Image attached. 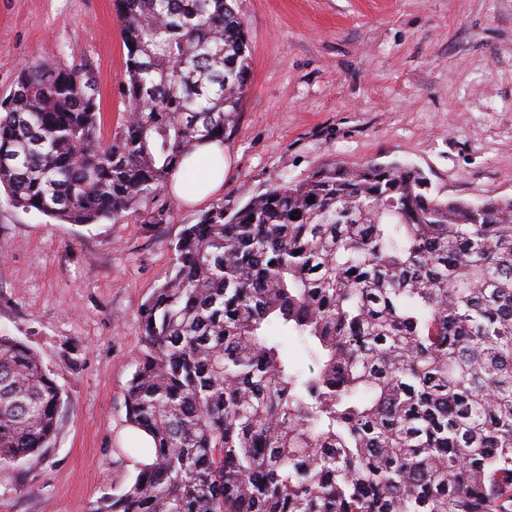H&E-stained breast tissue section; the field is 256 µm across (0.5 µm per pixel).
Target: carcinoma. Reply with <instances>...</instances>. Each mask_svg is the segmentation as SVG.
Listing matches in <instances>:
<instances>
[{"instance_id": "obj_1", "label": "carcinoma", "mask_w": 512, "mask_h": 512, "mask_svg": "<svg viewBox=\"0 0 512 512\" xmlns=\"http://www.w3.org/2000/svg\"><path fill=\"white\" fill-rule=\"evenodd\" d=\"M233 2L114 0L125 113L107 138L93 71L23 69L0 99L8 203L97 224L151 200L142 223L167 222L182 160L237 127ZM424 190L413 167L336 165L183 225L125 391L150 460L92 512H512V197ZM62 400L0 335V464L49 447Z\"/></svg>"}]
</instances>
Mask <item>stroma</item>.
I'll return each instance as SVG.
<instances>
[{"mask_svg": "<svg viewBox=\"0 0 512 512\" xmlns=\"http://www.w3.org/2000/svg\"><path fill=\"white\" fill-rule=\"evenodd\" d=\"M252 71L226 209L336 164L413 166L432 195L512 197V0H236ZM113 0H0V98L31 63L93 70L104 132L124 110ZM203 203L164 224H61L0 195V334L35 349L63 392L42 454L0 465V512H90L136 472L125 388L139 310Z\"/></svg>", "mask_w": 512, "mask_h": 512, "instance_id": "stroma-1", "label": "stroma"}]
</instances>
